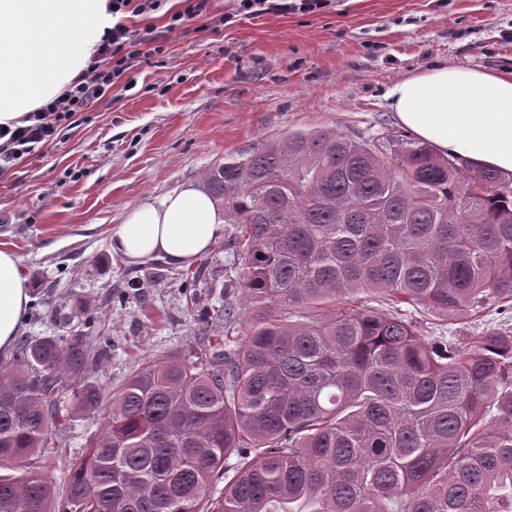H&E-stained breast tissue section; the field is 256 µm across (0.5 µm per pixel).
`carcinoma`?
I'll use <instances>...</instances> for the list:
<instances>
[{
	"label": "carcinoma",
	"instance_id": "1",
	"mask_svg": "<svg viewBox=\"0 0 512 512\" xmlns=\"http://www.w3.org/2000/svg\"><path fill=\"white\" fill-rule=\"evenodd\" d=\"M250 310L237 349L88 380L112 337L26 338L0 357V512H53L25 462L76 417L63 512H512V327L421 338L359 292L452 320L512 310V174L414 138L311 128L212 167ZM311 308L302 320L293 310ZM234 474L208 499L225 461Z\"/></svg>",
	"mask_w": 512,
	"mask_h": 512
}]
</instances>
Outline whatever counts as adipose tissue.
Instances as JSON below:
<instances>
[{"label":"adipose tissue","instance_id":"obj_1","mask_svg":"<svg viewBox=\"0 0 512 512\" xmlns=\"http://www.w3.org/2000/svg\"><path fill=\"white\" fill-rule=\"evenodd\" d=\"M108 0H0V125L59 96L86 69L112 25ZM400 123L440 151L512 171V73L438 65L390 91ZM224 211L189 182L131 208L112 250L138 264L185 266L224 234ZM31 302L20 260L0 249V354H10Z\"/></svg>","mask_w":512,"mask_h":512}]
</instances>
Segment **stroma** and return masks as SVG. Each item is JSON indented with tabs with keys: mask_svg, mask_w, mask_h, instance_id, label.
<instances>
[{
	"mask_svg": "<svg viewBox=\"0 0 512 512\" xmlns=\"http://www.w3.org/2000/svg\"><path fill=\"white\" fill-rule=\"evenodd\" d=\"M133 25L153 35L127 73L134 88L115 84L56 140L0 172V248L17 254L30 285L24 334L70 335L71 311L96 308L112 351L89 378L107 389L143 359L197 351L228 301L237 317L221 339L234 349L246 316L224 245L235 225L189 267L132 265L112 250L129 208L204 183L213 166L291 131L403 134L388 92L406 75L442 63L512 72V0H334L319 13L243 16L206 32L156 13ZM118 293L123 301L108 302ZM400 310L425 339L464 340L504 322L493 301L452 321ZM97 430L75 419L65 447L39 454L56 493L68 484L66 459Z\"/></svg>",
	"mask_w": 512,
	"mask_h": 512,
	"instance_id": "obj_1",
	"label": "stroma"
}]
</instances>
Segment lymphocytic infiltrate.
<instances>
[{
  "label": "lymphocytic infiltrate",
  "instance_id": "obj_1",
  "mask_svg": "<svg viewBox=\"0 0 512 512\" xmlns=\"http://www.w3.org/2000/svg\"><path fill=\"white\" fill-rule=\"evenodd\" d=\"M166 0H110L112 27L95 47L85 72L52 101L28 113L22 126H0V171L24 155L54 140L63 121L111 92L131 68L144 39L131 21L163 8ZM332 0H229L219 22L233 24L237 17L266 14H311L324 11Z\"/></svg>",
  "mask_w": 512,
  "mask_h": 512
}]
</instances>
